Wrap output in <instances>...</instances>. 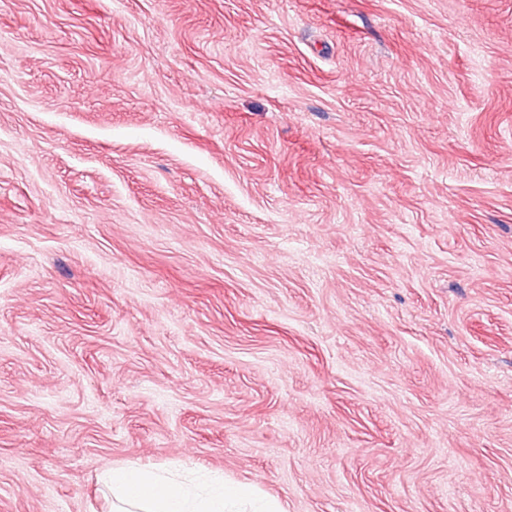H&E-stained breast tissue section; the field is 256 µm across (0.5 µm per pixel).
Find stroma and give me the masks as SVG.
I'll use <instances>...</instances> for the list:
<instances>
[{"label":"stroma","mask_w":512,"mask_h":512,"mask_svg":"<svg viewBox=\"0 0 512 512\" xmlns=\"http://www.w3.org/2000/svg\"><path fill=\"white\" fill-rule=\"evenodd\" d=\"M129 464L512 512V0H0V512Z\"/></svg>","instance_id":"1"}]
</instances>
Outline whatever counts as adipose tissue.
<instances>
[{"mask_svg":"<svg viewBox=\"0 0 512 512\" xmlns=\"http://www.w3.org/2000/svg\"><path fill=\"white\" fill-rule=\"evenodd\" d=\"M112 494V512H284L276 501L256 503L251 486L220 478L197 484L179 476L129 465L103 475Z\"/></svg>","mask_w":512,"mask_h":512,"instance_id":"1","label":"adipose tissue"}]
</instances>
